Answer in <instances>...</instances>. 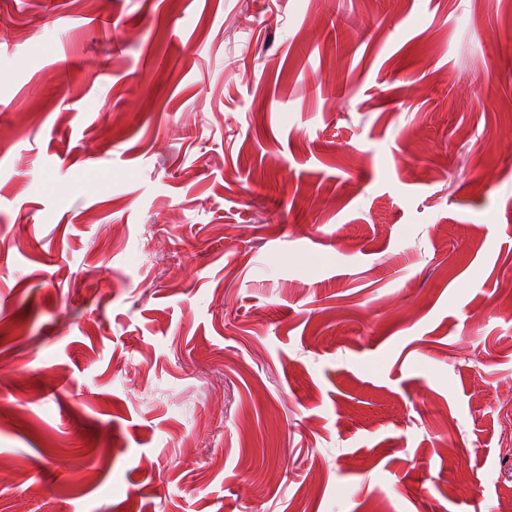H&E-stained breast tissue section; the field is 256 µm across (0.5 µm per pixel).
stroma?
<instances>
[{
  "label": "stroma",
  "mask_w": 512,
  "mask_h": 512,
  "mask_svg": "<svg viewBox=\"0 0 512 512\" xmlns=\"http://www.w3.org/2000/svg\"><path fill=\"white\" fill-rule=\"evenodd\" d=\"M0 512H512V0H0Z\"/></svg>",
  "instance_id": "obj_1"
}]
</instances>
